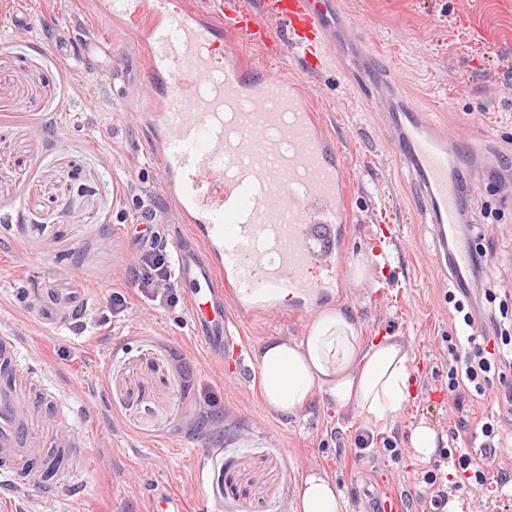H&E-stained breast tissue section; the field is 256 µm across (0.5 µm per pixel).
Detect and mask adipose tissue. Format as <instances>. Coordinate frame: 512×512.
I'll return each mask as SVG.
<instances>
[{"mask_svg":"<svg viewBox=\"0 0 512 512\" xmlns=\"http://www.w3.org/2000/svg\"><path fill=\"white\" fill-rule=\"evenodd\" d=\"M256 359L266 406L287 418L303 414L320 399L382 424L416 395L407 347L390 336L363 342L357 322L341 308L313 318L301 339H268ZM291 509L345 512V502L329 473L314 467Z\"/></svg>","mask_w":512,"mask_h":512,"instance_id":"1","label":"adipose tissue"}]
</instances>
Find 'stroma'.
Segmentation results:
<instances>
[{
    "mask_svg": "<svg viewBox=\"0 0 512 512\" xmlns=\"http://www.w3.org/2000/svg\"><path fill=\"white\" fill-rule=\"evenodd\" d=\"M31 15L25 30L0 25V329L20 336L27 358L90 428L82 481L47 489L22 479L10 512H149L158 496L187 512H288L309 469L328 470L346 512H421L429 497L416 484L422 460L410 448L419 424L449 447L448 338L455 325L445 294L454 287L429 248L431 210L421 176L397 159L407 108L437 134L452 135L466 180L460 201L475 248L490 249L491 311L512 350V0H336L328 15L330 48L319 72L277 44L281 29L245 57L249 72L276 67L292 80L343 152L349 171L346 262L378 253L390 266L383 295L374 279L348 283L330 298L356 319L363 341L398 337L409 349L417 396L394 419L373 425L354 411L317 402L284 418L268 409L258 375L220 374L195 336L189 307L166 308L121 274L133 246L122 228L143 208L180 227L149 150L150 136L126 116L127 98L149 105L156 89L145 60L119 22L93 13L90 0H0ZM361 25L350 41V21ZM100 32L112 50L89 60L64 58L59 36ZM383 112L365 111L370 95ZM78 281L96 306L62 330L26 311L35 284ZM126 296L124 312L106 306ZM249 354L274 336L302 338L288 315L242 324ZM371 448L357 452L358 434ZM403 454L391 458L385 440Z\"/></svg>",
    "mask_w": 512,
    "mask_h": 512,
    "instance_id": "1",
    "label": "stroma"
}]
</instances>
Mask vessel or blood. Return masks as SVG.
<instances>
[{
  "label": "vessel or blood",
  "mask_w": 512,
  "mask_h": 512,
  "mask_svg": "<svg viewBox=\"0 0 512 512\" xmlns=\"http://www.w3.org/2000/svg\"><path fill=\"white\" fill-rule=\"evenodd\" d=\"M107 17L127 21L146 49L160 92L149 109L126 110L154 131L152 151L185 233L173 238L180 284L189 285L196 336L217 344L211 359L241 358V321L278 315L283 294L305 322L346 285L341 263L350 222L344 156L282 73L248 76L241 64L255 46L261 19L280 23L290 43L305 41L313 58L326 45L329 0H261L259 14L227 12L223 27L186 0H95ZM238 41L216 52L220 29ZM400 161L423 174L434 224L436 260L458 268L472 261L467 241L449 244L459 223L457 153L416 121L404 127ZM158 218L143 211L135 246L153 242ZM95 303L79 283L52 282L28 305L29 315L56 327L87 315ZM86 445V436L40 369L24 362L19 337L0 333V488L16 484L32 463L55 461Z\"/></svg>",
  "instance_id": "b4317fda"
}]
</instances>
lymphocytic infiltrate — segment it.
I'll use <instances>...</instances> for the list:
<instances>
[{"mask_svg":"<svg viewBox=\"0 0 512 512\" xmlns=\"http://www.w3.org/2000/svg\"><path fill=\"white\" fill-rule=\"evenodd\" d=\"M489 256L478 251L466 272L458 274V296L453 308L460 326L448 339L452 362L448 366V399L459 413V423L453 430L452 447L442 456L451 460L461 478L462 487L477 490L485 485L488 475H496L501 487L512 486V472L497 469L496 462L504 449L505 439L496 420L475 419L470 412V396L484 392V383L492 369L508 363L501 351L491 349V334L496 329L492 317L476 307V293L487 283ZM140 293L161 305L174 307L181 300L177 290L172 254L166 245L153 242L139 251L130 266Z\"/></svg>","mask_w":512,"mask_h":512,"instance_id":"obj_1","label":"lymphocytic infiltrate"}]
</instances>
